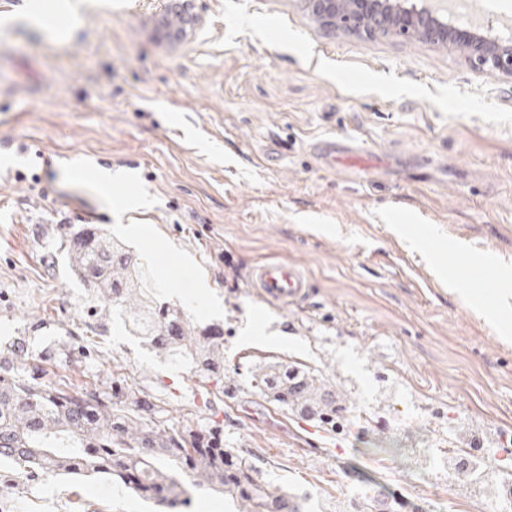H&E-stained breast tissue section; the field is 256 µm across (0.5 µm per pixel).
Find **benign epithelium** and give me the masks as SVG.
<instances>
[{"label":"benign epithelium","mask_w":512,"mask_h":512,"mask_svg":"<svg viewBox=\"0 0 512 512\" xmlns=\"http://www.w3.org/2000/svg\"><path fill=\"white\" fill-rule=\"evenodd\" d=\"M304 7L327 32L342 28L371 37L402 36L462 48L477 69L512 79V41L460 30L448 24L447 9L407 4V0H302ZM186 16L178 24L156 29L174 48L192 41L204 25L195 0H184Z\"/></svg>","instance_id":"7a95c632"}]
</instances>
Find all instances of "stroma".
Listing matches in <instances>:
<instances>
[{
  "instance_id": "1",
  "label": "stroma",
  "mask_w": 512,
  "mask_h": 512,
  "mask_svg": "<svg viewBox=\"0 0 512 512\" xmlns=\"http://www.w3.org/2000/svg\"><path fill=\"white\" fill-rule=\"evenodd\" d=\"M197 6L204 28L172 49L149 0H0V371L127 381L166 427L219 430L305 512L357 492L378 512H491L449 484L448 454L470 423L512 475V337L468 299L512 294L482 264L512 268V80L442 45L325 32L299 0ZM327 139L368 166H328ZM117 169L118 206L96 182ZM84 225L130 250L190 331L223 335L221 377L104 317L64 258ZM269 260L299 265L309 298L248 288ZM282 360L346 386V431L308 433L256 392L255 365ZM0 483V512H158L115 483L7 464Z\"/></svg>"
}]
</instances>
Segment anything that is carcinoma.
Returning <instances> with one entry per match:
<instances>
[{
    "instance_id": "1",
    "label": "carcinoma",
    "mask_w": 512,
    "mask_h": 512,
    "mask_svg": "<svg viewBox=\"0 0 512 512\" xmlns=\"http://www.w3.org/2000/svg\"><path fill=\"white\" fill-rule=\"evenodd\" d=\"M73 271L106 299L105 314L120 318L129 331L157 353L193 364L197 371H224V345L194 339L180 311L153 298L140 281L129 251L112 243L104 230L75 232L66 251ZM254 387L266 398L340 430L346 401L329 378L299 362L258 365ZM0 463L20 477L59 475L117 481L141 499L173 509L189 503L200 487L223 492L241 512H302L301 498L274 492L262 483L253 463L236 448L224 447L221 433L166 428L152 414L132 410L117 393L69 381L48 383L34 370L23 377L0 374ZM464 466L471 491L509 481L480 459Z\"/></svg>"
}]
</instances>
